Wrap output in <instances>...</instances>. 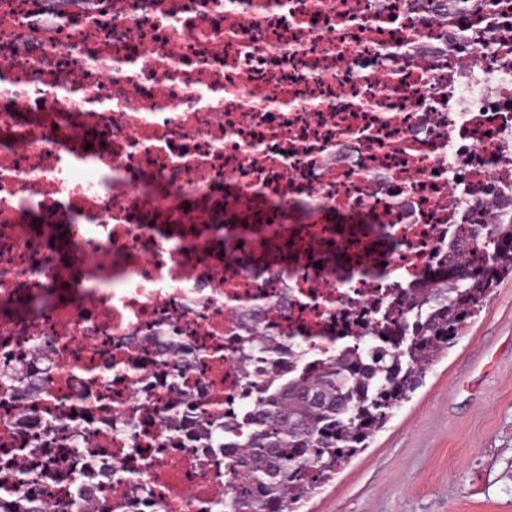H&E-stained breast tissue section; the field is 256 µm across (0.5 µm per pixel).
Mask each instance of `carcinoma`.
Returning a JSON list of instances; mask_svg holds the SVG:
<instances>
[{"instance_id":"1","label":"carcinoma","mask_w":512,"mask_h":512,"mask_svg":"<svg viewBox=\"0 0 512 512\" xmlns=\"http://www.w3.org/2000/svg\"><path fill=\"white\" fill-rule=\"evenodd\" d=\"M490 261L474 266L458 245L448 262L463 275L405 294L400 316L380 314L355 346L340 337L316 374H296L271 391L258 389L243 451L232 471L224 512H297L422 383L478 311L500 274L512 270V223L484 238Z\"/></svg>"}]
</instances>
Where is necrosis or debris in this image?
Segmentation results:
<instances>
[{
	"label": "necrosis or debris",
	"mask_w": 512,
	"mask_h": 512,
	"mask_svg": "<svg viewBox=\"0 0 512 512\" xmlns=\"http://www.w3.org/2000/svg\"><path fill=\"white\" fill-rule=\"evenodd\" d=\"M0 134V512H224L249 384L512 222V0H0Z\"/></svg>",
	"instance_id": "4bbe7bcc"
}]
</instances>
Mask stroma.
<instances>
[{
    "label": "stroma",
    "instance_id": "stroma-1",
    "mask_svg": "<svg viewBox=\"0 0 512 512\" xmlns=\"http://www.w3.org/2000/svg\"><path fill=\"white\" fill-rule=\"evenodd\" d=\"M303 512H512V274Z\"/></svg>",
    "mask_w": 512,
    "mask_h": 512
}]
</instances>
